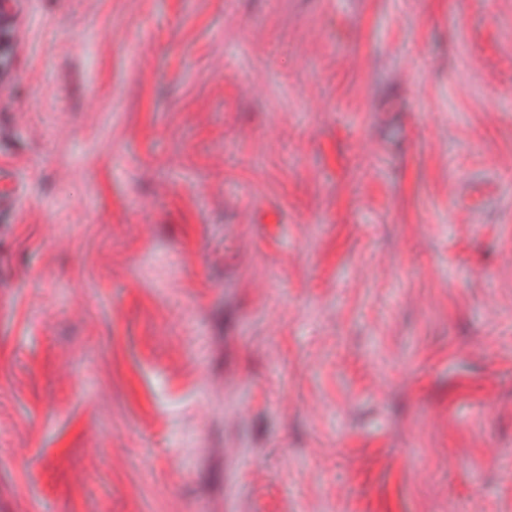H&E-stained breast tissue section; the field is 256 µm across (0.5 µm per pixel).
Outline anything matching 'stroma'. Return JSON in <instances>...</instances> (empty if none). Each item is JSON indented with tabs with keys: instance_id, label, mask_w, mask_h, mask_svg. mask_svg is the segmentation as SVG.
I'll return each mask as SVG.
<instances>
[{
	"instance_id": "35a3bbf8",
	"label": "stroma",
	"mask_w": 512,
	"mask_h": 512,
	"mask_svg": "<svg viewBox=\"0 0 512 512\" xmlns=\"http://www.w3.org/2000/svg\"><path fill=\"white\" fill-rule=\"evenodd\" d=\"M0 512H512V0H5Z\"/></svg>"
}]
</instances>
